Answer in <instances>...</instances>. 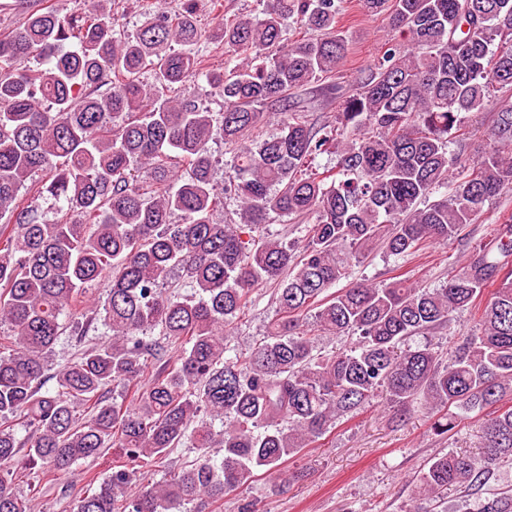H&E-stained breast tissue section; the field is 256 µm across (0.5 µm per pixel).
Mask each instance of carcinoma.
Wrapping results in <instances>:
<instances>
[{
	"label": "carcinoma",
	"mask_w": 512,
	"mask_h": 512,
	"mask_svg": "<svg viewBox=\"0 0 512 512\" xmlns=\"http://www.w3.org/2000/svg\"><path fill=\"white\" fill-rule=\"evenodd\" d=\"M262 2L257 15L218 23L222 71H203L197 0L123 37L103 0L66 17L33 13L0 37V512H31L42 481L111 448L119 462L101 480L84 473L72 512L217 503L259 469L280 473L379 397L402 416L443 413L439 435L457 427L453 408H494L481 452L434 458L421 496L475 491L512 462V406L502 405L512 396V225L440 288L396 277L326 295L353 259L446 243L512 190V105L496 113L476 164L448 153L449 138L465 141L461 114L512 90V0H361L398 38L343 96L333 125L310 122L296 93L322 81L336 93L344 0ZM290 23L318 37L285 44ZM31 58L37 66L24 65ZM196 76L224 97L223 112L166 94ZM273 107L287 121L254 136ZM218 136L234 151L222 188L209 147ZM332 148L337 166L314 169ZM174 155L187 162L177 176ZM37 176L52 221L21 204ZM228 196L239 221L220 224ZM292 214L309 218L301 239L261 235ZM174 275L194 297L163 291ZM105 280L100 306L90 293ZM266 282L277 285L278 318L248 354L234 353L224 328ZM489 283L479 327L448 354L408 344L447 327ZM308 315L320 333L357 343L317 350ZM101 327L104 339L48 374L62 335ZM186 445L198 452L191 464L131 491L141 469ZM477 512H512V494L481 499Z\"/></svg>",
	"instance_id": "carcinoma-1"
}]
</instances>
